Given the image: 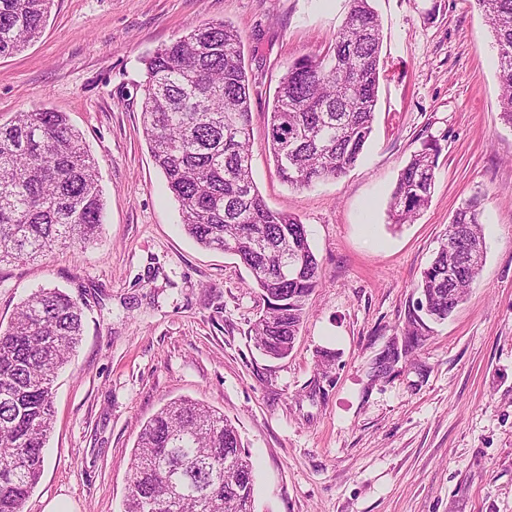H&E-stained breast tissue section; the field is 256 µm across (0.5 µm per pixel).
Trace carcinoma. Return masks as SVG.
Returning a JSON list of instances; mask_svg holds the SVG:
<instances>
[{
	"mask_svg": "<svg viewBox=\"0 0 512 512\" xmlns=\"http://www.w3.org/2000/svg\"><path fill=\"white\" fill-rule=\"evenodd\" d=\"M488 18L499 60L501 118L512 126V0H476ZM52 0H0V57L40 36ZM382 26L370 0H351L322 57H301L281 77L264 115L279 178L296 188L335 179L354 167L373 132ZM142 121L155 164L179 203L181 225L197 244L235 252L265 303L280 306L253 328L258 348L286 357L319 284V263L304 224L270 209L252 176L249 76L237 30L209 22L145 60ZM437 144L426 143L401 169L388 216L404 224L434 187ZM96 164L63 112H19L0 124V263L30 261L56 247L84 248L102 228ZM481 200L456 211L417 284L437 321L456 308L452 291L475 284L484 258ZM293 249L298 264L281 270ZM83 307L58 288L30 294L0 328V512H22L44 468L54 383L81 340ZM237 429L224 414L179 399L143 427L124 512H253L254 476Z\"/></svg>",
	"mask_w": 512,
	"mask_h": 512,
	"instance_id": "1",
	"label": "carcinoma"
}]
</instances>
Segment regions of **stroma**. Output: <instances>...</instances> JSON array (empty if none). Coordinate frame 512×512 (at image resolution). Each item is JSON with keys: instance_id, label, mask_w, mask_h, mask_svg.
I'll return each instance as SVG.
<instances>
[{"instance_id": "stroma-1", "label": "stroma", "mask_w": 512, "mask_h": 512, "mask_svg": "<svg viewBox=\"0 0 512 512\" xmlns=\"http://www.w3.org/2000/svg\"><path fill=\"white\" fill-rule=\"evenodd\" d=\"M383 26L374 129L340 178L276 173L264 114L289 63L323 56L350 0H54L41 36L0 58V124L66 113L94 158L102 231L83 249L0 265V324L40 288L86 303L55 381L43 473L23 512H124L146 421L179 398L232 421L255 469L254 512H512V126L475 0H371ZM238 30L250 78L252 171L305 225L321 283L291 353L251 331L264 302L234 254L186 236L143 135L145 59L211 22ZM439 147L434 190L391 223L401 168ZM480 197L486 256L455 312L388 368L416 285L461 204Z\"/></svg>"}]
</instances>
